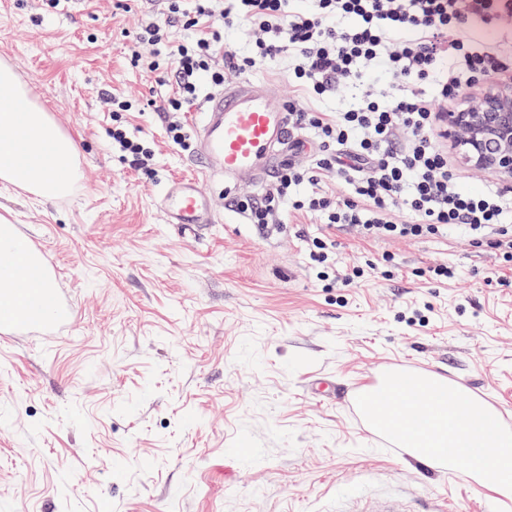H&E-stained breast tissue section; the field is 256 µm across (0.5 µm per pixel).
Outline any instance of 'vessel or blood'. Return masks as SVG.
I'll return each mask as SVG.
<instances>
[{
	"label": "vessel or blood",
	"mask_w": 512,
	"mask_h": 512,
	"mask_svg": "<svg viewBox=\"0 0 512 512\" xmlns=\"http://www.w3.org/2000/svg\"><path fill=\"white\" fill-rule=\"evenodd\" d=\"M194 131L193 156L196 174L170 181L162 190L157 206L163 220L184 229L198 231L216 223L214 198L200 187L201 179L222 182L231 189L243 182L268 181L289 157L302 151V144L288 137V104L268 83L239 79L225 83L202 103L200 111L189 113ZM48 287L19 288V314L0 317L1 340L52 341L73 320V307L63 289L54 286L55 269L37 267ZM336 512H414L398 498L370 500L363 485L336 490Z\"/></svg>",
	"instance_id": "vessel-or-blood-1"
}]
</instances>
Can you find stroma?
<instances>
[{
    "label": "stroma",
    "mask_w": 512,
    "mask_h": 512,
    "mask_svg": "<svg viewBox=\"0 0 512 512\" xmlns=\"http://www.w3.org/2000/svg\"><path fill=\"white\" fill-rule=\"evenodd\" d=\"M140 22L117 0L53 14L0 0V60L74 138L81 171L53 201L0 184V213L74 310L59 339L0 343V505L329 512L338 486L365 482L478 512L485 484L379 447L346 402L309 385L361 386L383 366L435 373L512 418V271L459 231L383 241L288 211L264 236L230 207L199 232L164 223L159 192L196 168L166 137L170 86L129 63ZM105 90L134 104L122 120L153 150L150 173L113 149ZM326 235L362 281L344 287L310 264L307 240ZM440 263L454 279L425 277ZM238 440L248 451L228 456Z\"/></svg>",
    "instance_id": "1"
}]
</instances>
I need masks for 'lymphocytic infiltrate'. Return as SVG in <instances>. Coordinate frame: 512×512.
I'll return each mask as SVG.
<instances>
[{
    "label": "lymphocytic infiltrate",
    "mask_w": 512,
    "mask_h": 512,
    "mask_svg": "<svg viewBox=\"0 0 512 512\" xmlns=\"http://www.w3.org/2000/svg\"><path fill=\"white\" fill-rule=\"evenodd\" d=\"M162 18L146 15L132 37V64L172 88L166 132L182 150L191 138L181 119L205 88L223 86L227 71L284 57L299 91L288 102L292 133L313 131L319 150L307 165H283L271 188L233 203L250 224L267 231L284 208L314 214L328 229L374 239L437 238L464 232L473 243L512 262V195L469 192L448 171V151L435 131L436 107L493 72L512 69L474 23L493 29L512 23V0H165ZM246 24L258 32L249 54L224 47L222 28ZM191 30L173 42L169 30ZM164 47L142 55L140 45ZM385 83L365 88L364 76ZM361 88L342 112H316L309 103L343 86ZM335 171L348 188L328 195L322 175ZM305 193H298V186Z\"/></svg>",
    "instance_id": "lymphocytic-infiltrate-1"
}]
</instances>
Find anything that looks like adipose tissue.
Here are the masks:
<instances>
[{"mask_svg": "<svg viewBox=\"0 0 512 512\" xmlns=\"http://www.w3.org/2000/svg\"><path fill=\"white\" fill-rule=\"evenodd\" d=\"M78 179L77 148L35 103L14 70L0 64V181L44 199L70 194ZM32 251L0 215V311L13 288L42 287L31 270Z\"/></svg>", "mask_w": 512, "mask_h": 512, "instance_id": "obj_1", "label": "adipose tissue"}]
</instances>
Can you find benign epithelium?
Wrapping results in <instances>:
<instances>
[{"instance_id": "1", "label": "benign epithelium", "mask_w": 512, "mask_h": 512, "mask_svg": "<svg viewBox=\"0 0 512 512\" xmlns=\"http://www.w3.org/2000/svg\"><path fill=\"white\" fill-rule=\"evenodd\" d=\"M473 106L443 115L444 133L471 167L512 179V82L477 90Z\"/></svg>"}]
</instances>
